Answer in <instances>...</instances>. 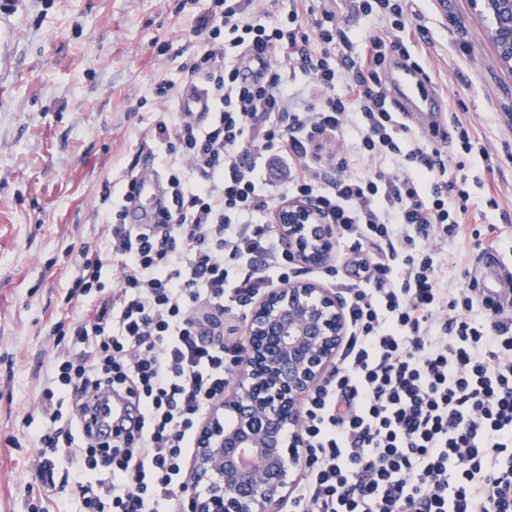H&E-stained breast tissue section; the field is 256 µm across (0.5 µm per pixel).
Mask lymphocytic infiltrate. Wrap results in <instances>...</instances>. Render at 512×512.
Segmentation results:
<instances>
[{"instance_id": "lymphocytic-infiltrate-1", "label": "lymphocytic infiltrate", "mask_w": 512, "mask_h": 512, "mask_svg": "<svg viewBox=\"0 0 512 512\" xmlns=\"http://www.w3.org/2000/svg\"><path fill=\"white\" fill-rule=\"evenodd\" d=\"M248 2L209 0L194 26L204 44L179 66L212 112L157 113L159 219L125 221L138 166L120 200L102 195L117 290L103 293L100 255L83 257L68 296L104 299L49 327L67 343L38 392L42 479L64 455L80 472L79 512H186L190 451L241 356L224 315L287 280L264 218L304 199L335 225L354 277L347 345L302 402L308 476L289 512H512V315L449 287L442 255L496 243L495 160L453 113L482 176L448 180L440 151L401 121L383 69L427 36L405 0H352L382 25L354 56L339 52L348 38L323 0H289L266 21ZM91 396L136 403L137 426L94 438Z\"/></svg>"}]
</instances>
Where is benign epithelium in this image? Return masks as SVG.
<instances>
[{
    "mask_svg": "<svg viewBox=\"0 0 512 512\" xmlns=\"http://www.w3.org/2000/svg\"><path fill=\"white\" fill-rule=\"evenodd\" d=\"M480 11L512 73V0H480ZM273 224L295 264L332 265L336 227L311 203L281 202ZM346 335L343 302L321 280L290 279L253 301L234 392L199 431L187 512H281L307 465L299 402L329 376Z\"/></svg>",
    "mask_w": 512,
    "mask_h": 512,
    "instance_id": "obj_1",
    "label": "benign epithelium"
}]
</instances>
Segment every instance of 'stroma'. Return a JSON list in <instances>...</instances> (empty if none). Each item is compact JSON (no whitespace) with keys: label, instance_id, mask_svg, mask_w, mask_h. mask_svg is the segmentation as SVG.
Wrapping results in <instances>:
<instances>
[{"label":"stroma","instance_id":"35a3bbf8","mask_svg":"<svg viewBox=\"0 0 512 512\" xmlns=\"http://www.w3.org/2000/svg\"><path fill=\"white\" fill-rule=\"evenodd\" d=\"M206 0H18L0 9V512H76V487L44 485L30 417L56 350L82 254H109L100 193L120 194L128 167L152 151L155 82L178 80L200 49ZM426 26L427 74L466 105L497 159L496 189L512 214V73L500 64L474 0H409Z\"/></svg>","mask_w":512,"mask_h":512}]
</instances>
